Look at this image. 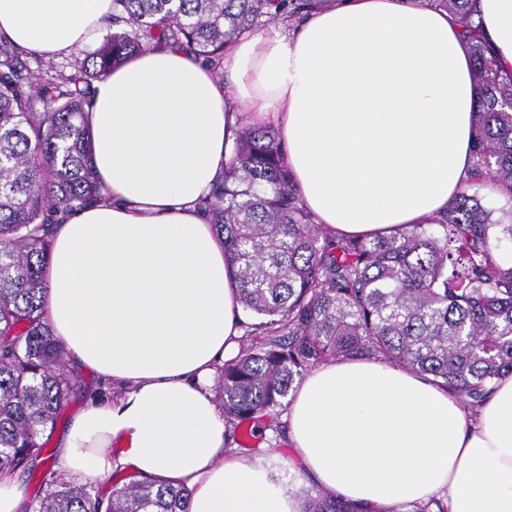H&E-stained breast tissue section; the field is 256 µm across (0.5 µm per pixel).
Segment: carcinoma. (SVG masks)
I'll return each instance as SVG.
<instances>
[{"mask_svg":"<svg viewBox=\"0 0 512 512\" xmlns=\"http://www.w3.org/2000/svg\"><path fill=\"white\" fill-rule=\"evenodd\" d=\"M468 39L477 93L467 187L432 224L372 238H333L305 208L270 125L244 122L230 160L199 201L224 238L243 309L239 353L215 392L230 439L245 421L273 424L294 384L332 361L406 367L476 409L512 375V267L499 263L512 224L492 220L473 187L512 197V72L479 38L474 0H439ZM317 0H112L95 50L65 71L0 41V474L35 481L28 512H189L183 487L132 480L105 495L46 464L76 386L45 318L51 230L58 215L98 203L87 104L94 83L142 51L192 50L214 70L224 49L283 24ZM305 512H351L337 495L307 494Z\"/></svg>","mask_w":512,"mask_h":512,"instance_id":"carcinoma-1","label":"carcinoma"}]
</instances>
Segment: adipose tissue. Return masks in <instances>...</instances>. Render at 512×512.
<instances>
[{"mask_svg": "<svg viewBox=\"0 0 512 512\" xmlns=\"http://www.w3.org/2000/svg\"><path fill=\"white\" fill-rule=\"evenodd\" d=\"M476 8L512 69V0ZM111 16L112 0H0V38L55 58L98 40ZM224 68L143 52L96 85L90 149L105 199L56 225L45 314L70 365L109 390L74 416L56 467L186 486L190 512H301L257 451L225 445L213 386L241 305L196 202L249 118L274 124L331 234L431 223L470 174L471 62L458 16L436 0H321L295 28L240 38ZM285 420L293 465L353 512L432 498L446 512H512V376L471 411L408 369L332 362L307 374Z\"/></svg>", "mask_w": 512, "mask_h": 512, "instance_id": "obj_1", "label": "adipose tissue"}]
</instances>
